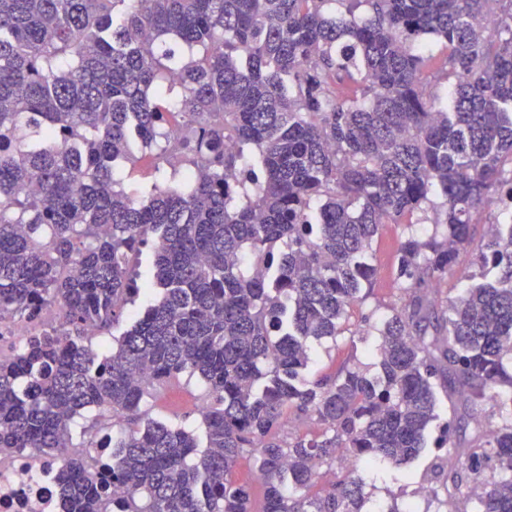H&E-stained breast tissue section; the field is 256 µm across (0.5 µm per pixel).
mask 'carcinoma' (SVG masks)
Here are the masks:
<instances>
[{
  "label": "carcinoma",
  "instance_id": "obj_1",
  "mask_svg": "<svg viewBox=\"0 0 512 512\" xmlns=\"http://www.w3.org/2000/svg\"><path fill=\"white\" fill-rule=\"evenodd\" d=\"M146 158L180 186L127 192L117 168ZM508 162L512 0H0V321L59 319L0 360V457L56 466L65 512H252L246 452L264 512H366L349 473L306 491L323 466L418 459L443 395L433 497L512 512ZM386 224L410 232L379 374L305 379L312 343L350 331ZM150 240L160 300L93 350ZM469 251L481 280L431 295ZM186 373L198 432L143 410ZM290 420L322 432L284 438ZM500 202L496 196L490 197L485 204V207L480 215L477 216L476 225L473 230L474 245L481 243L482 239L486 235L487 224L494 221V218L498 216L500 212ZM234 478L252 487V507L256 511H261L264 507V487L262 480L258 479L250 456L241 457L237 461L234 467Z\"/></svg>",
  "mask_w": 512,
  "mask_h": 512
}]
</instances>
